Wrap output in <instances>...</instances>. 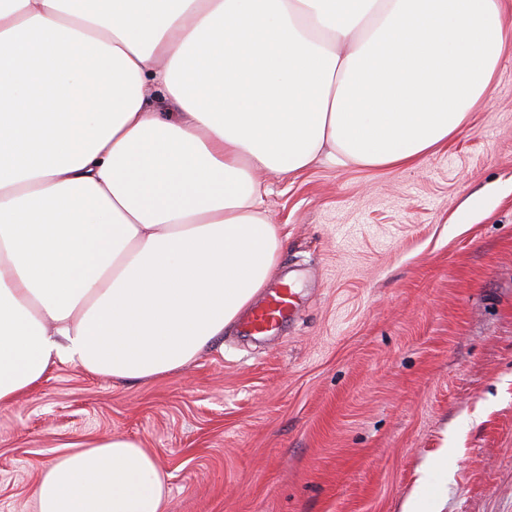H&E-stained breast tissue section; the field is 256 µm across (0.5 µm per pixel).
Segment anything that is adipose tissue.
Returning a JSON list of instances; mask_svg holds the SVG:
<instances>
[{
    "mask_svg": "<svg viewBox=\"0 0 512 512\" xmlns=\"http://www.w3.org/2000/svg\"><path fill=\"white\" fill-rule=\"evenodd\" d=\"M506 0H0V406L178 374L269 287L258 173L406 168L489 98ZM156 455L56 458L36 512H166Z\"/></svg>",
    "mask_w": 512,
    "mask_h": 512,
    "instance_id": "obj_1",
    "label": "adipose tissue"
}]
</instances>
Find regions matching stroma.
<instances>
[{
    "instance_id": "stroma-1",
    "label": "stroma",
    "mask_w": 512,
    "mask_h": 512,
    "mask_svg": "<svg viewBox=\"0 0 512 512\" xmlns=\"http://www.w3.org/2000/svg\"><path fill=\"white\" fill-rule=\"evenodd\" d=\"M296 306L180 373L57 365L0 407V512L115 435L155 451L168 512H512V50L448 145L407 168L264 174ZM447 452V466L437 457Z\"/></svg>"
}]
</instances>
